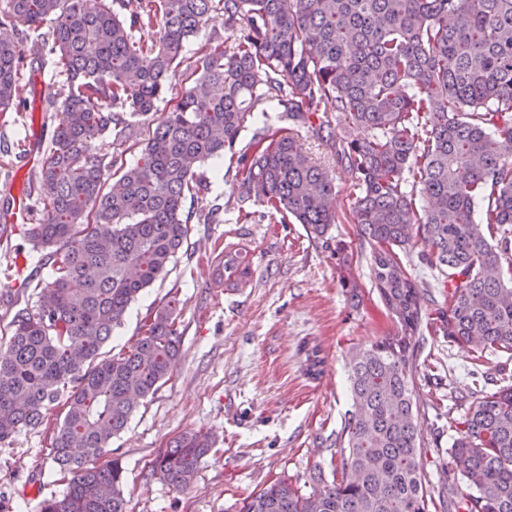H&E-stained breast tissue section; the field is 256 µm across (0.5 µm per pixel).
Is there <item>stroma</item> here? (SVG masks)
<instances>
[{"label":"stroma","instance_id":"obj_1","mask_svg":"<svg viewBox=\"0 0 512 512\" xmlns=\"http://www.w3.org/2000/svg\"><path fill=\"white\" fill-rule=\"evenodd\" d=\"M202 28L190 37L183 63L171 79L168 101L158 102L141 126L154 128L170 98L188 88L201 46ZM26 110L0 117V329L21 308H34L26 282L42 253L18 224H6L16 194L34 200L53 130L49 102L62 101L63 79H50L39 61L23 71ZM301 151L328 169L336 183L338 222L326 239L308 236L303 225L281 222L264 203L242 199L235 163L222 157L204 164L207 190L190 202L194 212L218 209L216 221H191L168 274L146 288L103 347L115 354L135 340L146 316L178 298L181 334L169 379L113 438L107 455L124 467L128 512H239L264 486L285 479L310 494L315 472L332 481L339 468L340 436L351 409L347 355L395 332L374 289L368 242L352 221L353 180L313 129H299ZM239 254L250 268L242 287L217 284L215 248ZM319 350L318 375L307 371L306 351ZM500 353L471 365L457 344L426 335L419 342L415 386L417 430L427 477L440 488L445 473H460L448 450L458 418L481 391L504 386ZM60 407L45 425L17 434L0 447V512H39L44 499L67 490V477L50 460ZM208 432L214 445L191 485L177 490L154 476L153 459L189 430Z\"/></svg>","mask_w":512,"mask_h":512}]
</instances>
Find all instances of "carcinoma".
<instances>
[{
    "label": "carcinoma",
    "instance_id": "1",
    "mask_svg": "<svg viewBox=\"0 0 512 512\" xmlns=\"http://www.w3.org/2000/svg\"><path fill=\"white\" fill-rule=\"evenodd\" d=\"M245 25L235 48L212 32L194 85L149 134L133 167L104 163L94 142H136L181 64L190 36L217 19ZM0 112L25 107L20 73L51 60L66 98L41 170L47 193L26 236L46 251L48 279L30 275L36 309L0 336V447L63 404L53 463L67 492L39 512H127L119 459L97 460L144 399L166 382L179 348V300L145 319L117 354L102 348L140 292L168 273L187 237L198 167L231 153L242 197L301 224L313 239L337 223L336 185L295 146L321 117L359 191L353 221L368 241L375 289L397 331L348 353L353 406L342 432L341 477L308 496L282 479L240 512H512V385L477 398L456 421L450 454L463 465L434 492L415 428L420 337L432 333L469 358L512 352V0H3ZM158 27L150 44L137 39ZM283 108L288 127L237 140L254 109ZM364 137L335 140L332 125ZM115 168V184L105 169ZM426 204L417 206L416 198ZM419 237L420 263L448 300L423 307L424 283L399 252ZM218 276H250L227 253ZM212 447L182 434L153 471L188 487Z\"/></svg>",
    "mask_w": 512,
    "mask_h": 512
}]
</instances>
